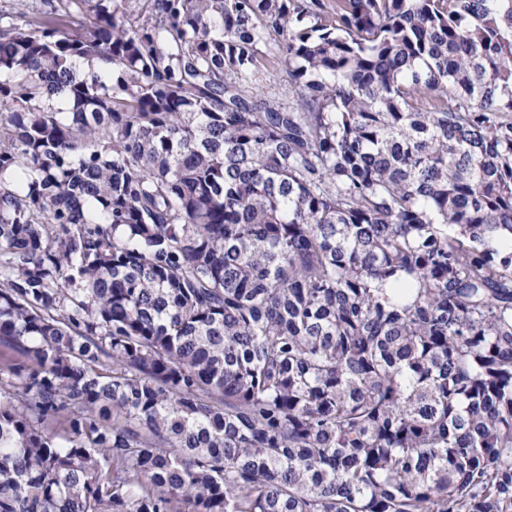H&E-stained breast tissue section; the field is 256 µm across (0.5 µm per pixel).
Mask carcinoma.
Masks as SVG:
<instances>
[{
	"instance_id": "cac0c4a2",
	"label": "carcinoma",
	"mask_w": 512,
	"mask_h": 512,
	"mask_svg": "<svg viewBox=\"0 0 512 512\" xmlns=\"http://www.w3.org/2000/svg\"><path fill=\"white\" fill-rule=\"evenodd\" d=\"M49 7L0 10V512H512V0ZM267 51V58L270 61L269 66V75L267 76V81L265 86L268 87V91L274 92L278 94L280 97L284 99H288V83L285 81H279L275 75V67L276 64V57H277V42L275 40H269L268 45L265 49ZM270 79V82H269Z\"/></svg>"
}]
</instances>
